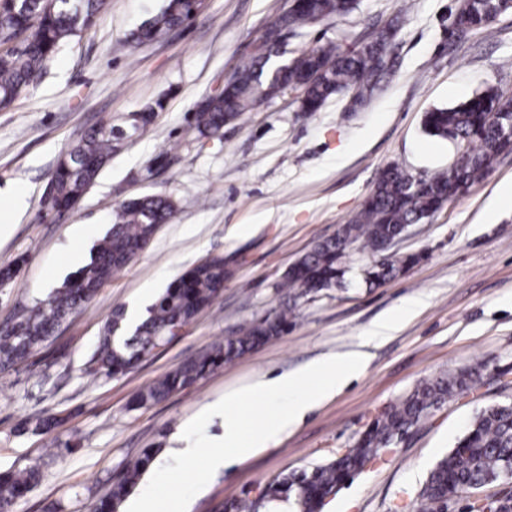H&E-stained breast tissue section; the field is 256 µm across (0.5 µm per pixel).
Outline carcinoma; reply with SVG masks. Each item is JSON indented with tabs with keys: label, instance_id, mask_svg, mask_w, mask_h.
<instances>
[{
	"label": "carcinoma",
	"instance_id": "obj_1",
	"mask_svg": "<svg viewBox=\"0 0 512 512\" xmlns=\"http://www.w3.org/2000/svg\"><path fill=\"white\" fill-rule=\"evenodd\" d=\"M107 0H4L0 3V44L29 36L22 45L0 52V108L12 105L34 82L62 43L92 25ZM354 9V0H299L276 24L298 34L309 25L341 18ZM199 11L196 0H167L162 11L130 35L136 44L150 42L182 25ZM503 0H459L453 31H486L505 13ZM397 25L373 40L345 51L333 45L304 50L279 60L271 47L265 56L242 61L224 86V93L207 95L196 105L194 129L214 136L224 125L286 90L298 93L300 110L318 111L332 97L355 95L354 104L369 101L389 73L393 32ZM155 108L129 115L122 126L105 123L87 133L57 162L47 188L46 206L52 211L74 207L123 143L133 142L153 120ZM424 132L451 144L453 161L431 176H414L398 166L383 170L361 210L331 238L317 242L285 273L280 287L299 299L312 292L343 284L352 255H367L363 282L369 286L396 277L421 260L419 254L375 259L410 224H420L454 197L463 194L492 167L496 158L512 152V95L491 86L454 107L434 108L424 114ZM177 205L154 194L130 198L115 210L112 228L90 262L45 298L0 328V370L25 362L32 351L82 305L90 302L114 273L130 264L147 246L159 226L169 223ZM224 258H208L172 283L148 310L147 318L130 336H119L122 313L108 318L92 373L123 375L173 340V329L187 326L210 307L224 289ZM294 304L274 317L240 328L214 343L152 385L136 393L132 403L145 406L193 384L213 370L248 353L259 344L288 332ZM480 378L477 367L442 373L423 382L381 418L375 420L354 446L340 458L298 475H286L266 485L256 499L243 498L221 506L219 512H321L324 498L342 482L362 471L379 452L390 447L410 428L447 401L471 390ZM153 461L146 448L131 460L112 490L92 512H115ZM512 479V403H493L480 409L448 455L431 470L421 490L419 512H448V499L465 489L482 488ZM41 481L38 468L0 474V512H12L14 503Z\"/></svg>",
	"mask_w": 512,
	"mask_h": 512
}]
</instances>
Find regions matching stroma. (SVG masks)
Instances as JSON below:
<instances>
[{"label":"stroma","instance_id":"stroma-1","mask_svg":"<svg viewBox=\"0 0 512 512\" xmlns=\"http://www.w3.org/2000/svg\"><path fill=\"white\" fill-rule=\"evenodd\" d=\"M458 0H356L352 13L289 37V51L327 42L340 49L374 38L398 21L399 65L371 102L350 112L346 98L319 111L299 109L286 91L202 137L193 112L222 86L288 0H204L202 10L160 39L140 46L128 37L158 14L164 0H108L92 26L68 39L34 84L0 110V192L18 190L20 218L0 239V266L23 258L0 287L6 323L89 263L117 204L143 194L171 196L178 209L129 266L64 322L29 359L0 372V472L39 465L43 478L12 512H90L126 462L157 449L164 464L172 438L201 407L262 376L299 370L357 349L366 332L410 300L420 307L389 337L371 343L360 375L334 399L213 476L187 512H217L223 502L256 496L276 477L311 470L342 456L369 424L441 372L480 366L468 393L434 410L345 481L323 512H418L429 470L452 449L475 412L512 401V204L488 213L497 187L512 181V153L501 155L467 193L448 202L389 257L419 263L369 288L357 271L343 287L298 299L286 335L270 340L165 400L136 407L132 396L239 327L275 315L288 300L280 282L320 240L361 209L379 173L397 165L415 175L445 169L451 146L422 129L425 112L451 107L493 85L512 94V11L490 30L451 33ZM156 107L135 143L120 146L75 208L46 212L45 196L59 156L106 122ZM169 150V163L156 156ZM88 225L77 241L75 225ZM77 262H69L72 252ZM221 256L230 275L215 303L183 335L118 378L90 372L114 308L153 298L203 259ZM61 418L44 432L38 419Z\"/></svg>","mask_w":512,"mask_h":512}]
</instances>
